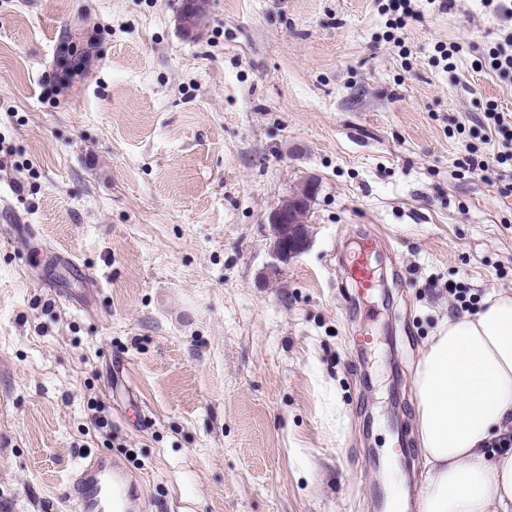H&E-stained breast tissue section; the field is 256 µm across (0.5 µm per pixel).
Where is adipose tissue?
<instances>
[{
    "label": "adipose tissue",
    "mask_w": 512,
    "mask_h": 512,
    "mask_svg": "<svg viewBox=\"0 0 512 512\" xmlns=\"http://www.w3.org/2000/svg\"><path fill=\"white\" fill-rule=\"evenodd\" d=\"M413 388L428 474L420 512H512V449L490 448L512 428V292L445 320Z\"/></svg>",
    "instance_id": "ef3b65f1"
}]
</instances>
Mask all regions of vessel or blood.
Returning <instances> with one entry per match:
<instances>
[{
	"label": "vessel or blood",
	"mask_w": 512,
	"mask_h": 512,
	"mask_svg": "<svg viewBox=\"0 0 512 512\" xmlns=\"http://www.w3.org/2000/svg\"><path fill=\"white\" fill-rule=\"evenodd\" d=\"M356 293L365 296L375 287L368 249H360L348 267ZM79 512H139L141 493L127 468L101 455L83 459L68 483Z\"/></svg>",
	"instance_id": "obj_1"
}]
</instances>
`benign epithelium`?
Wrapping results in <instances>:
<instances>
[{"label":"benign epithelium","instance_id":"1","mask_svg":"<svg viewBox=\"0 0 512 512\" xmlns=\"http://www.w3.org/2000/svg\"><path fill=\"white\" fill-rule=\"evenodd\" d=\"M198 7H200V4L196 0H186L182 3L177 14V24L183 34H191L189 27ZM89 48L87 32L78 24L69 26L68 38L58 45L59 53L70 60ZM314 194L315 186L310 182L304 191L292 193L269 213L268 223L281 227L282 231L286 232V238H288V244L280 243L275 246L274 258L276 259V265L274 271L281 270V266L288 264V261L302 254L309 247L310 237L302 216L310 213Z\"/></svg>","mask_w":512,"mask_h":512}]
</instances>
